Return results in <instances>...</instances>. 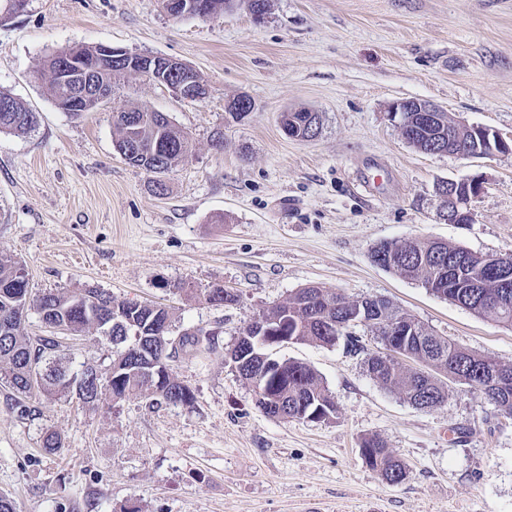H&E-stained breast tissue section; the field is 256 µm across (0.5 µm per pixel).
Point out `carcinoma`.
Segmentation results:
<instances>
[{
  "label": "carcinoma",
  "mask_w": 512,
  "mask_h": 512,
  "mask_svg": "<svg viewBox=\"0 0 512 512\" xmlns=\"http://www.w3.org/2000/svg\"><path fill=\"white\" fill-rule=\"evenodd\" d=\"M100 51V46H82L59 51L43 64L48 88L55 104L65 103L66 90L60 81V65L79 62ZM0 132L26 134L35 126V113L10 93L0 90ZM406 125L407 142L421 152L441 144L448 151L473 147L471 134L462 131L448 135V113L438 112L425 120L411 113ZM116 148L125 161L148 173L163 174L177 167L193 150L187 133L172 124L167 115L147 107L133 106L112 113ZM372 262L405 279L416 281L432 295L459 306L481 318H492L512 328V288L496 283L495 270L501 264L512 267V256L481 255L444 242L415 238L385 241L371 250ZM221 305L238 301V295L222 286L207 288L201 300ZM383 315L363 322L357 315L358 300L350 301L332 288L310 285L297 291L288 301L264 310L257 318L274 332H286L296 342L334 346L339 341L356 352H365L352 329L368 330L380 340L388 339L387 329L400 325L408 332L381 358L366 352L368 374L389 387L419 409L441 405L448 396V384L460 383L481 393L498 411L512 415V365L503 364L456 345L431 332L415 317L403 312L394 302L378 298ZM34 306L42 323L52 329H64L76 335L91 331L104 333L112 349L108 368L85 385L66 380L71 370L70 357L60 350L54 336H30L24 329V317ZM173 309L153 302L119 300L112 294L86 286L67 292H48L31 298L23 266L0 257V379L18 395L39 392L44 396L73 395L90 408L104 401L120 402L137 397H159L173 404L190 405L191 389L165 377L159 382L133 372L138 359L167 361L177 347L195 350L211 343L201 330L171 335ZM238 375L252 388L263 392L255 406L271 417L304 419L303 413L330 410L337 406L316 371L305 363L284 359L280 370L267 375L261 361L252 359L239 364L235 357H225ZM370 466L389 483H399L406 475V465L397 460L382 439H363Z\"/></svg>",
  "instance_id": "cac0c4a2"
}]
</instances>
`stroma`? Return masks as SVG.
<instances>
[{"instance_id":"1","label":"stroma","mask_w":512,"mask_h":512,"mask_svg":"<svg viewBox=\"0 0 512 512\" xmlns=\"http://www.w3.org/2000/svg\"><path fill=\"white\" fill-rule=\"evenodd\" d=\"M120 47L176 58L208 85L201 101L142 77L73 118L39 75L65 48ZM0 89L36 112L24 135L0 133V256L19 261L33 295L86 285L172 307V335L210 332L209 351L170 360L193 404L145 398L85 407L72 397L16 399L0 384V493L15 512H512V417L453 384L420 410L372 379L364 353L291 343L274 358L314 368L338 410L328 421L276 419L224 360L260 310L320 284L382 296L434 334L506 364L512 329L372 263L383 241L432 238L512 254V155L425 154L389 118L402 99L512 135V0H248L176 19L160 0H0ZM254 109L233 118L237 96ZM167 114L195 143L153 177L118 153L114 112ZM321 116L312 140L288 137L285 112ZM222 147H214L216 134ZM386 172L367 191L374 163ZM482 177L474 221L439 216L438 183ZM239 294L221 307L193 292ZM62 438L54 454L46 432ZM376 435L407 465L390 484L363 460Z\"/></svg>"}]
</instances>
